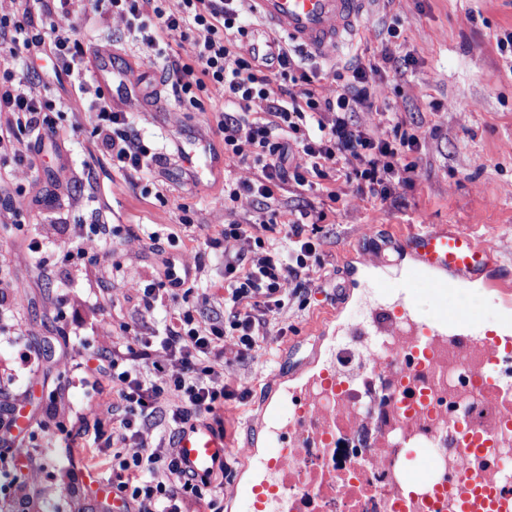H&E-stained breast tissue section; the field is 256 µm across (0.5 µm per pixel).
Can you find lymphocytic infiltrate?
<instances>
[{
	"label": "lymphocytic infiltrate",
	"instance_id": "f902f5d3",
	"mask_svg": "<svg viewBox=\"0 0 512 512\" xmlns=\"http://www.w3.org/2000/svg\"><path fill=\"white\" fill-rule=\"evenodd\" d=\"M21 2L19 10H0V159L14 162L13 169L0 170V182L14 181L16 167L27 158L21 132H34L39 148L59 137L55 114L62 101L36 93L22 65L42 44L32 32L34 19L51 23L54 76H70L89 62L74 36L75 23L81 13L101 8L124 19L128 38L147 47L143 66L171 73L177 101L196 107L200 94L212 90L219 95L215 121L224 155L255 170L251 180H225L224 200L232 204L248 195L262 208L253 221L225 224L221 236L207 245L217 251L225 240H245L262 256L248 266L242 257L226 258L224 294L218 298L199 294L171 261H164L162 271L136 289L138 315L159 317V325L145 332L119 324L111 350L104 353H94L83 340L74 344L69 372L89 391L85 411L70 416L60 405L63 387L52 390L25 454L0 451V493L18 501L22 512H44L41 500L26 492L23 462L34 459L40 440L59 435L66 459L79 456L86 468H97L99 451L86 442L92 430L106 436L112 461L104 476L130 512H191L193 504L212 496V480L179 466L174 438L193 415L220 411L234 399L224 383L225 338L233 337L239 358H247L271 320L308 293L304 274L321 262L318 225L308 212L286 219L281 239L269 241L268 231L283 217L276 194L291 181L336 203L341 199L336 183L342 179L368 198L384 199L395 186L409 182L415 164L408 156L420 153L425 141L419 127L397 112L381 113L375 128L358 123L354 114L375 107L367 70L399 72L414 60L388 45L373 65L355 59L331 98L321 90L322 70L299 51L283 47L274 70L255 58L242 0H181L175 13L168 11L167 0ZM172 34L180 38L179 52L158 59L159 39ZM78 92L86 102L94 141L113 169L128 175L149 170L157 154L131 134L132 113L115 108L101 87L82 83ZM258 100L265 101V111H253ZM345 162L350 170H342ZM124 230L121 224L60 227L73 257L99 278L111 276V266L101 263L100 256ZM178 291L215 304L213 315L198 317L192 306L169 309L167 301ZM148 427L157 431L150 442L143 437Z\"/></svg>",
	"mask_w": 512,
	"mask_h": 512
}]
</instances>
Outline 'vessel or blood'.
I'll return each mask as SVG.
<instances>
[{"mask_svg": "<svg viewBox=\"0 0 512 512\" xmlns=\"http://www.w3.org/2000/svg\"><path fill=\"white\" fill-rule=\"evenodd\" d=\"M243 2L257 20L248 38L260 57L277 59L279 48L286 41L313 58L332 61L344 45L351 43L373 0ZM198 159L207 161L213 171L220 165L210 144L190 142L182 163L190 168ZM393 250V256H379V263L414 265L429 276L436 298H444L449 290L473 283L497 289L503 298L512 297V277L500 274L492 248L473 232L460 228L423 229L398 239ZM333 333L354 342L372 334L404 340L418 359L410 380L433 399L447 396L449 367L473 369L480 375L478 393L498 404L506 416L505 422L482 429L448 417L401 416V432L413 445L421 436L435 435L442 428L465 456L474 451L489 454L501 447H512V381L497 375L500 364L512 361V322L488 329L480 320L455 312L429 325L419 317L410 291L404 286L393 301L370 308L364 320L339 321ZM337 380L336 352L331 349L326 359L305 370L295 385L284 387L275 404L264 407V449L253 465L252 482L241 512H281L274 491L283 450L300 446L303 433L326 429L327 411L317 401L336 391ZM175 448L182 468L196 476L208 474L230 455L223 434L205 422L185 427L176 438ZM409 458V483L431 486L435 476L432 466L421 460L414 449ZM496 484L495 474L488 469L464 471L456 488V512H512L511 498L492 495Z\"/></svg>", "mask_w": 512, "mask_h": 512, "instance_id": "obj_1", "label": "vessel or blood"}]
</instances>
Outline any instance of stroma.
<instances>
[{
    "mask_svg": "<svg viewBox=\"0 0 512 512\" xmlns=\"http://www.w3.org/2000/svg\"><path fill=\"white\" fill-rule=\"evenodd\" d=\"M372 12L350 47L327 64L324 91L335 95L340 83L334 70L359 55L377 56L386 27L398 23L400 51L412 54L414 65L402 74L372 72L368 78L380 108L405 113L425 131L418 167L411 183L397 186L383 200L367 199L346 187L341 202L333 206L291 182L279 190L282 212H326L318 234L323 265L308 273L311 295L294 300L286 318L271 322L251 357L238 359L235 341L225 339L224 382L247 397L226 402L220 412L232 456L226 469L214 472L211 503L197 505V512H237L241 470L256 450V418L262 404L280 377L301 372L321 356L316 330L329 324L336 305H343L345 314L363 316L357 298L347 295L348 254L363 264L362 287H371L377 276L381 288L388 290L396 286L395 272L376 266L374 243H388L394 234L423 225L461 227L493 248L501 273H512V53L497 47L498 39L512 32V0H393L388 6L375 0ZM76 35L107 54L113 72L127 84H136L142 76L139 58L146 49L127 41L119 16L78 25ZM30 78L37 91L64 99L67 106L57 121L60 150L36 155L35 168L18 174L20 184L31 192L38 191L48 176H57L55 199L42 208L22 210L24 232L0 225V259L14 276V308L24 342L41 348L62 343L69 334L89 341L96 350L109 349L108 323L136 320L134 288L153 278L164 256L180 269L200 274L212 294H219L224 262L204 240L220 236L230 219L255 220L257 203L244 196L233 210H225L223 180L207 174L186 177L181 163L168 159L178 141L189 135L202 134L213 145H221L220 136L210 130L215 123L213 99L204 98V108L198 111L180 105L165 88L148 102L126 103V111L134 115V131L162 153L156 165L132 181L112 169L92 145L91 128L75 90L78 84L95 83L93 70L58 80L50 58L42 55L32 59ZM160 184L166 187L161 197L156 194ZM186 216L194 226L183 232L179 226ZM58 217L69 224H161L174 232L175 239L162 242L155 251L142 238L127 234L112 254L120 271L111 282L86 275L79 260L59 248L48 256L50 274L41 277L27 241ZM103 295L112 299V318L92 320L90 306ZM64 363L62 356H55L32 376L18 401L30 419L41 416L50 388L65 372ZM25 475L47 506L69 502L74 512H104L96 473L79 469L68 478L40 464Z\"/></svg>",
    "mask_w": 512,
    "mask_h": 512,
    "instance_id": "stroma-1",
    "label": "stroma"
}]
</instances>
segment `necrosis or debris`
<instances>
[{"label":"necrosis or debris","instance_id":"1","mask_svg":"<svg viewBox=\"0 0 512 512\" xmlns=\"http://www.w3.org/2000/svg\"><path fill=\"white\" fill-rule=\"evenodd\" d=\"M477 381V374L467 368H450V393L445 402L433 403L434 414L457 415L474 428L498 420L500 411L494 403L473 395L456 396V388L473 387ZM396 396L395 382L380 369L366 371L364 381L345 386L347 408L337 411L335 427L320 438H307L304 447L284 452L276 494L285 512H409L402 471L404 440L395 438L388 448L375 445L382 426L390 422L389 405ZM357 417L364 420V427L353 426ZM421 448L442 474L438 491L426 501V512H447L464 458L444 436L423 442Z\"/></svg>","mask_w":512,"mask_h":512}]
</instances>
